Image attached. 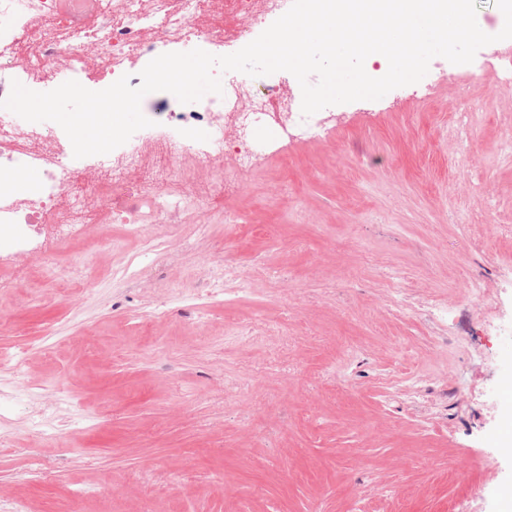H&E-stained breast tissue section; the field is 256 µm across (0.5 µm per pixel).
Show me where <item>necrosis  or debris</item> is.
<instances>
[{"instance_id": "4bbe7bcc", "label": "necrosis or debris", "mask_w": 512, "mask_h": 512, "mask_svg": "<svg viewBox=\"0 0 512 512\" xmlns=\"http://www.w3.org/2000/svg\"><path fill=\"white\" fill-rule=\"evenodd\" d=\"M292 0H99L94 22L80 26L73 15L80 0L62 11L58 0H0V17L14 25L0 29V98L12 81L47 92L69 80L98 76L112 84L155 57L195 48L222 56L257 38L291 6ZM494 73L512 88V45L485 48L473 78ZM290 74L279 71L263 86L228 72L222 95L162 111L148 112L151 127L134 133L105 155L83 158L81 188L65 192V169L72 145L63 129L0 114V229L13 232V248L0 254V268L16 270L21 258L37 256L55 267L49 241L82 236L88 207L109 224H133L148 205L156 233L143 248L164 254L177 225H192L207 237L205 219L215 190H235L258 160L284 155L288 143L307 141L325 129L327 115H303L284 91ZM207 136H198L199 128ZM42 173L40 185L19 196L11 176L27 169Z\"/></svg>"}]
</instances>
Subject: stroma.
Wrapping results in <instances>:
<instances>
[{
  "instance_id": "stroma-1",
  "label": "stroma",
  "mask_w": 512,
  "mask_h": 512,
  "mask_svg": "<svg viewBox=\"0 0 512 512\" xmlns=\"http://www.w3.org/2000/svg\"><path fill=\"white\" fill-rule=\"evenodd\" d=\"M434 83L335 105L327 132L258 163L218 198L232 223L144 252L123 225L82 245L93 289L63 294L0 270V348L32 349L26 374L0 369V512H500L512 491L501 444L512 405V92L493 74L431 61ZM483 105L476 140L451 128ZM467 223L456 221L457 214ZM262 255L280 280L191 295L207 257ZM481 279L494 297L464 299ZM427 296L434 315L405 306ZM153 306L165 315L143 329ZM236 320L263 330L246 344ZM64 381L56 389V381ZM428 388L414 407L401 392ZM64 423L35 440L31 422Z\"/></svg>"
}]
</instances>
